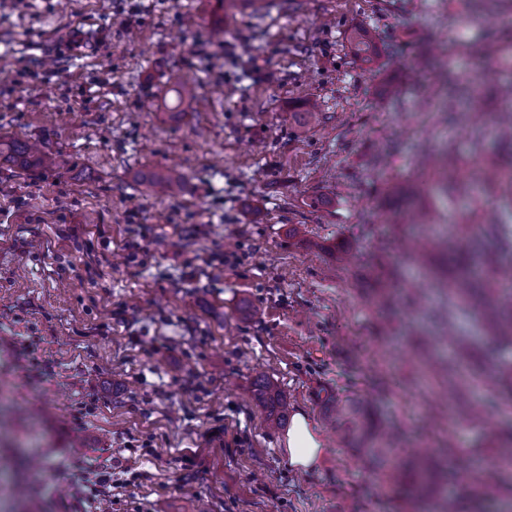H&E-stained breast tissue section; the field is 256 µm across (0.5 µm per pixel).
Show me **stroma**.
I'll list each match as a JSON object with an SVG mask.
<instances>
[{
	"mask_svg": "<svg viewBox=\"0 0 512 512\" xmlns=\"http://www.w3.org/2000/svg\"><path fill=\"white\" fill-rule=\"evenodd\" d=\"M223 17L216 0H9L0 9V131L37 141L47 164L0 170V512H94L66 463L107 466V512H410L362 469L358 443L326 428L323 390L442 458L458 512H512L472 490L470 469L512 429L497 378L512 348L452 370L445 334L490 338L468 307L420 272L390 224L387 187L421 183L434 221L484 224L490 198L441 196L420 165L453 144L463 167L492 160L480 126L512 51V8L482 0H280ZM366 26L380 56L351 52ZM479 82L472 117L448 124V87ZM177 80L184 115L160 112ZM317 102L320 123L288 114ZM483 150L473 155L475 138ZM181 169L160 197L135 173ZM285 388L322 443L314 468L288 464L285 430L254 399ZM467 385L477 425L444 394Z\"/></svg>",
	"mask_w": 512,
	"mask_h": 512,
	"instance_id": "35a3bbf8",
	"label": "stroma"
}]
</instances>
